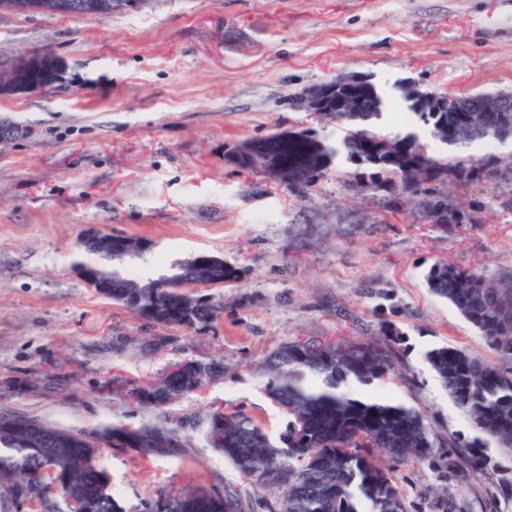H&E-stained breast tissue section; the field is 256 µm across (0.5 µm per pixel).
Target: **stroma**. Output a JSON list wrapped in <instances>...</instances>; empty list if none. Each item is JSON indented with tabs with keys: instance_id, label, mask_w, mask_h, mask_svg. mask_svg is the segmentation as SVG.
Wrapping results in <instances>:
<instances>
[{
	"instance_id": "35a3bbf8",
	"label": "stroma",
	"mask_w": 512,
	"mask_h": 512,
	"mask_svg": "<svg viewBox=\"0 0 512 512\" xmlns=\"http://www.w3.org/2000/svg\"><path fill=\"white\" fill-rule=\"evenodd\" d=\"M52 52L68 83L0 96V409L93 431L164 417L183 421L184 454L143 458L103 448L126 506L160 492L244 481L206 438L217 410L244 411L271 433L285 416L257 366L296 337L374 336L389 320L406 336L394 375L372 395L422 411L436 440L472 436L466 414L424 359L452 345L495 354L426 275L452 262L488 274L512 267V139L493 142L497 175L436 184L461 221L440 229L428 193L355 195L357 166L335 155L296 195L230 155L245 142L314 130L329 145L341 128L294 109L291 94L346 77L383 97L382 135L418 133L442 158L465 159L419 124L403 123L399 83L422 90L512 89V0H147L105 20L0 10V65ZM147 241L131 273L207 253L238 281L196 287L216 318L203 330L165 326L114 303L76 273L94 261L90 228ZM224 362V374L162 409L113 395L112 381L144 386L177 362ZM408 512H430L447 490L463 512H486L488 480L408 467L380 457Z\"/></svg>"
}]
</instances>
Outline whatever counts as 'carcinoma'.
I'll return each mask as SVG.
<instances>
[{"mask_svg":"<svg viewBox=\"0 0 512 512\" xmlns=\"http://www.w3.org/2000/svg\"><path fill=\"white\" fill-rule=\"evenodd\" d=\"M373 108L364 112H337L333 120L346 127L335 148L310 132L272 136L276 152L269 166L278 168L273 177L299 191L315 183L323 161L344 151L349 160H363L365 171L350 177L347 187L355 194L377 192L386 183L403 193L418 192L424 184L452 176L469 179L475 171L494 164L489 154L478 159L447 162L435 156L414 134L395 135V156L370 154V142L379 137L371 130L381 115L382 99L372 86L368 90ZM486 97L475 93L446 112L410 111L431 136L449 146L471 149L504 132L512 133V112H488L483 125H467L465 108ZM438 226L446 230L456 222L454 210L442 199L429 203ZM185 281L224 285L239 279L238 269L213 258L207 277L191 261H176ZM161 287L136 296L130 288H112V301L133 309L159 324L203 329L216 311L199 299L182 307L176 288ZM429 291L447 300L483 336L497 357L486 362L451 346L433 347L425 359L448 395L469 416L475 436L438 442L425 415L397 402L360 398L344 390L349 381L368 386L395 372L405 350V336L386 322L375 337L333 341L326 338H296L282 344L259 365L266 378L265 394L288 416L285 429L273 438L252 417L243 413H212L206 435L212 447L224 454L251 486L276 488L280 494L272 512H407L398 485L376 460L382 453L405 465L440 463L450 472L467 471L479 478L495 474L494 459L487 448L495 445L512 453V270L496 275L441 263L427 276ZM222 373L217 361H184L158 381L126 391L143 407L161 409ZM44 445L32 443L20 429L0 423V512H12L24 503L41 512H58L52 488L61 494L84 496L87 512H127L110 487V477L98 455H85L95 445L121 448L141 456L177 455L183 439L168 420L138 427L112 424L87 433L50 426L30 418ZM177 505L174 512H252L250 498L236 486L222 489L196 486L180 492L159 493L142 504L139 512H160L162 502Z\"/></svg>","mask_w":512,"mask_h":512,"instance_id":"carcinoma-1","label":"carcinoma"}]
</instances>
